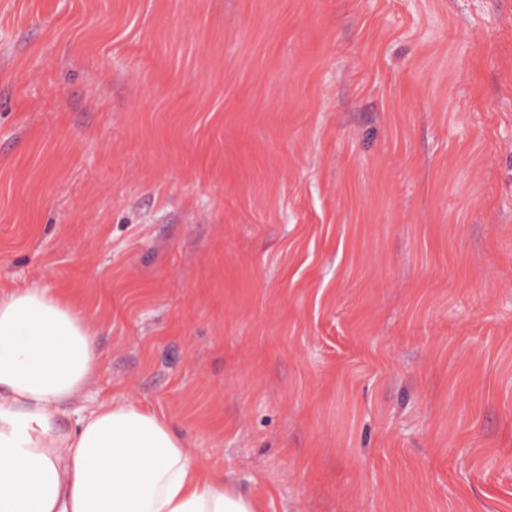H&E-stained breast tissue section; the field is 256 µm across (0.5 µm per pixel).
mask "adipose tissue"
<instances>
[{
    "label": "adipose tissue",
    "mask_w": 512,
    "mask_h": 512,
    "mask_svg": "<svg viewBox=\"0 0 512 512\" xmlns=\"http://www.w3.org/2000/svg\"><path fill=\"white\" fill-rule=\"evenodd\" d=\"M95 358L55 288L0 287V512H258L164 416L85 400Z\"/></svg>",
    "instance_id": "adipose-tissue-1"
}]
</instances>
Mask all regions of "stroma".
I'll return each instance as SVG.
<instances>
[{
	"label": "stroma",
	"instance_id": "35a3bbf8",
	"mask_svg": "<svg viewBox=\"0 0 512 512\" xmlns=\"http://www.w3.org/2000/svg\"><path fill=\"white\" fill-rule=\"evenodd\" d=\"M261 512H512V0H0V285Z\"/></svg>",
	"mask_w": 512,
	"mask_h": 512
}]
</instances>
